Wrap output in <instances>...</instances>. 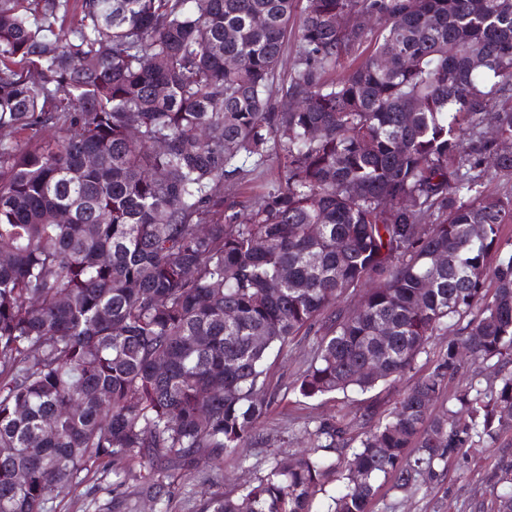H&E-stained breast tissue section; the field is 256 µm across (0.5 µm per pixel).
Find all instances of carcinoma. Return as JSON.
<instances>
[{
  "label": "carcinoma",
  "mask_w": 512,
  "mask_h": 512,
  "mask_svg": "<svg viewBox=\"0 0 512 512\" xmlns=\"http://www.w3.org/2000/svg\"><path fill=\"white\" fill-rule=\"evenodd\" d=\"M273 148L284 184L239 224L215 188ZM490 169L512 179V0H0V512H50L97 462L169 501L201 458L263 444L270 355L302 333L304 399L458 339L359 439L322 420L198 512H313L336 452L328 512L436 480L512 410V373L441 402L465 360L512 362V191ZM498 483L512 512V461Z\"/></svg>",
  "instance_id": "obj_1"
}]
</instances>
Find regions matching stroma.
<instances>
[{"mask_svg":"<svg viewBox=\"0 0 512 512\" xmlns=\"http://www.w3.org/2000/svg\"><path fill=\"white\" fill-rule=\"evenodd\" d=\"M286 160L274 153L264 165L251 170L243 185L225 184L224 201L234 205L239 223L250 220L252 205L259 196L283 183ZM315 336H299L281 353L271 357V381L280 389L258 423L263 446L251 449L247 457L236 453L224 456L220 467L201 464L197 471L179 484L171 497L168 512H196L202 495L213 492L233 493L263 474L273 459L291 458L305 448L306 436L322 419L351 416L372 407L387 413L395 399L408 392L430 367L433 359L448 345L444 336L432 337L413 369L393 382H382L368 391L353 389L333 396L302 399L291 385L313 356ZM512 455V423L491 438H484L466 454L449 460L443 475L429 488L401 492L391 480L380 483L371 512H493L500 486L498 466L502 457ZM116 476L111 465L93 467L85 482L76 489L62 492L53 504L54 512H157L155 504L142 498L135 481H126L113 490Z\"/></svg>","mask_w":512,"mask_h":512,"instance_id":"stroma-1","label":"stroma"}]
</instances>
